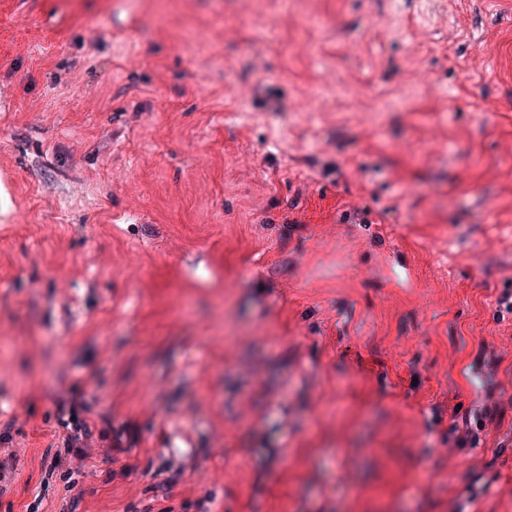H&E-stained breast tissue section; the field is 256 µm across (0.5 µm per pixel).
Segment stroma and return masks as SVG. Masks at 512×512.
<instances>
[{"instance_id": "35a3bbf8", "label": "stroma", "mask_w": 512, "mask_h": 512, "mask_svg": "<svg viewBox=\"0 0 512 512\" xmlns=\"http://www.w3.org/2000/svg\"><path fill=\"white\" fill-rule=\"evenodd\" d=\"M506 290L512 0H0V512H512ZM57 411L59 415V424L67 429L69 433L66 436V454H72L70 461H81L85 454V448H80L92 436L89 423L81 417L83 411H87L82 400V395L72 390L68 398L57 400ZM75 416V419H72ZM67 417V419H65Z\"/></svg>"}]
</instances>
